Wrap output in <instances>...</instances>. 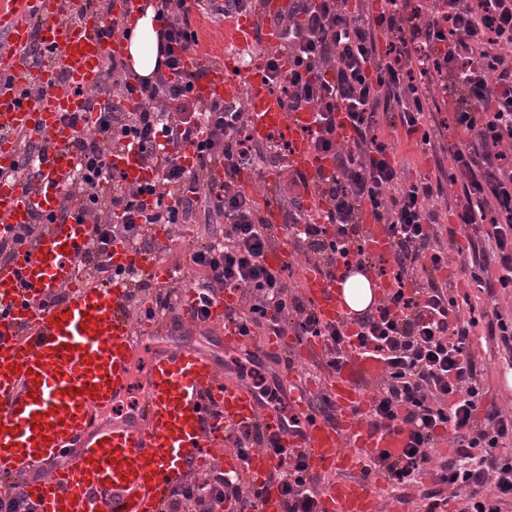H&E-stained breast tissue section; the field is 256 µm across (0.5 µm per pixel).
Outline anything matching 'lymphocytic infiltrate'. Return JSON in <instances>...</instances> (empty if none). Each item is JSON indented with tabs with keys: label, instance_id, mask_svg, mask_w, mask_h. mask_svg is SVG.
Here are the masks:
<instances>
[{
	"label": "lymphocytic infiltrate",
	"instance_id": "f902f5d3",
	"mask_svg": "<svg viewBox=\"0 0 512 512\" xmlns=\"http://www.w3.org/2000/svg\"><path fill=\"white\" fill-rule=\"evenodd\" d=\"M193 0H158V55L150 77L114 86L123 63L107 56L100 83L87 91L96 111L95 133L70 143L80 157L64 202L79 200L99 246L81 263L84 275L121 278L150 300L146 319L168 318L178 328L181 296L174 287L155 288L135 267L112 268L106 252L122 245L138 254L154 251L153 228L203 219L205 240L186 268L197 280L200 306L217 291L240 281L253 291L231 311L246 336L292 331L296 339L323 337L331 364L342 360L344 334L322 325L291 287L283 269L263 262L272 229L260 216L236 176L241 169L283 167L280 144L260 145L238 125L245 101L205 102L194 96L183 55L198 43L192 27ZM291 0L280 44L267 50L272 82L293 108L313 107L315 147L332 154L335 172L323 180L326 210L304 205L308 181L287 175L277 191L285 222L309 261L335 267L349 250L360 248V215L371 208L394 238V289L376 313L363 316L356 337L386 364L388 376L371 405L375 428L401 425L409 443L400 458L375 463L391 491L418 482L436 448L437 432L453 426L461 434L453 458L443 461L435 489L426 491L418 512H441L439 485L458 488L455 512H512V417L491 411L483 427L474 424L477 402L489 378L471 352L477 319H462L454 284L439 277L448 248L442 224H484V239L472 249L471 277L477 286L512 288V0H435L423 19L421 0ZM442 84L453 103V123L463 146L442 142L431 123L436 102L428 90ZM163 97L167 111L125 108V100ZM345 113L354 132L348 153L336 150V115ZM403 128L421 137L422 151L435 166L414 171L403 141L379 134V127ZM191 145L195 162L186 166L173 146ZM137 149L153 175L131 188L111 159ZM223 165L222 186L211 169ZM456 184L448 197L447 184ZM442 200L430 206L432 197ZM488 336L512 367V307H495ZM280 482L286 512H316L318 485L307 479L303 458L289 462ZM231 480L216 475L179 489L172 512H219Z\"/></svg>",
	"mask_w": 512,
	"mask_h": 512
}]
</instances>
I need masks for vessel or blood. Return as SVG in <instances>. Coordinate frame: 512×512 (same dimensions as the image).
<instances>
[{"label":"vessel or blood","mask_w":512,"mask_h":512,"mask_svg":"<svg viewBox=\"0 0 512 512\" xmlns=\"http://www.w3.org/2000/svg\"><path fill=\"white\" fill-rule=\"evenodd\" d=\"M67 0H0V239H13L34 215L44 216L33 236L0 259V499L23 501L29 512H170L175 490L203 473L238 477L252 489L257 512H285L279 479L287 475L286 459L303 456L307 473L319 481L318 512H405L404 504L384 500L378 476L366 473L381 456H401L409 437L402 428L374 429L369 408L385 371L382 361L361 348L352 331L361 312H375L393 291L379 277L374 260L390 259L393 240L371 210L361 221L362 249L341 258L333 272L305 264L296 285L308 306L325 325L343 328L346 353L336 367L327 364L328 347L318 337L292 343L290 336H244L226 314L238 308L239 289L221 291L199 320L194 289H186L182 332L206 323L229 353L260 346L268 352L289 349L290 364L282 379L288 408L265 405L247 381L225 374L213 360L189 346L169 348L153 357L144 394L133 421L104 425L97 417L128 389L142 356V337L150 323L133 313L131 288L122 279L88 278L79 272L94 251L91 224L72 201L59 219L63 194L77 174L78 156L69 148L77 131H90L92 121L71 127L66 117L84 113L87 88L101 79L106 55H122L121 36L134 12L133 0H115V28L104 36L105 22L94 9L71 22ZM287 0H262L257 12L224 18V63L209 65L201 53L187 51V73H199L193 93L201 100L247 101L248 129L254 141L286 142L289 172L308 180L306 205L318 208V187L334 159L314 146L315 112L290 108L266 78V60L253 53L248 69L238 56L255 40L277 45L276 20ZM45 58L25 55L31 44ZM45 90L37 99L23 98L28 86ZM42 150L29 169L15 172L17 137ZM130 185L149 174L136 151L115 159ZM252 191L262 217L276 227L263 261L278 269L295 252L269 189ZM158 251L153 256L112 248V266L137 267L157 287L174 280L173 243L155 227ZM354 274L371 286L364 310L350 307L343 284ZM316 369L308 378L306 369ZM333 404L331 415L312 410L317 393ZM301 421L299 429L285 415ZM260 427L277 440L282 454L262 445L239 454L236 435Z\"/></svg>","instance_id":"vessel-or-blood-1"}]
</instances>
